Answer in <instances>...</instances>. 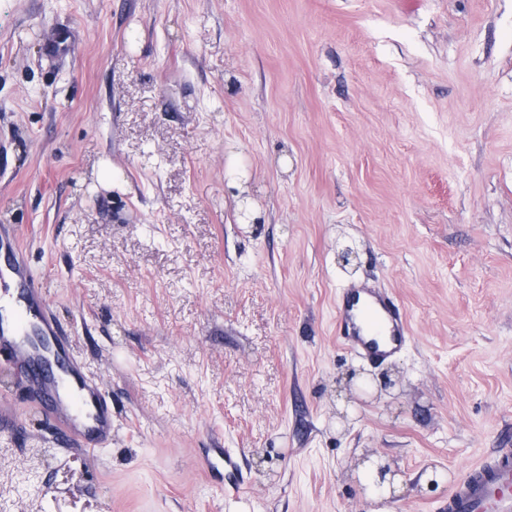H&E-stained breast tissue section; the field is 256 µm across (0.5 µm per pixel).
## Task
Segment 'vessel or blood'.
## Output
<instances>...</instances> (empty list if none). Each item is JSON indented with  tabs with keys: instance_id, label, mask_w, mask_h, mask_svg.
<instances>
[{
	"instance_id": "vessel-or-blood-1",
	"label": "vessel or blood",
	"mask_w": 512,
	"mask_h": 512,
	"mask_svg": "<svg viewBox=\"0 0 512 512\" xmlns=\"http://www.w3.org/2000/svg\"><path fill=\"white\" fill-rule=\"evenodd\" d=\"M14 292V314L0 322V350L25 372L42 393L41 410L56 417L64 439L84 438L102 448L112 437V412L100 390L81 371L48 312L47 293L19 251L7 259ZM344 342L375 360H386L411 341L404 311L385 290L368 284L348 286L339 301ZM448 512H512V449L469 468L446 505Z\"/></svg>"
}]
</instances>
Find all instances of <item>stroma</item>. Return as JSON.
Masks as SVG:
<instances>
[{
  "instance_id": "1",
  "label": "stroma",
  "mask_w": 512,
  "mask_h": 512,
  "mask_svg": "<svg viewBox=\"0 0 512 512\" xmlns=\"http://www.w3.org/2000/svg\"><path fill=\"white\" fill-rule=\"evenodd\" d=\"M2 226L112 441L1 355L0 512H374L366 457L443 512L512 441V0H0ZM355 282L409 318L391 360L336 339Z\"/></svg>"
}]
</instances>
